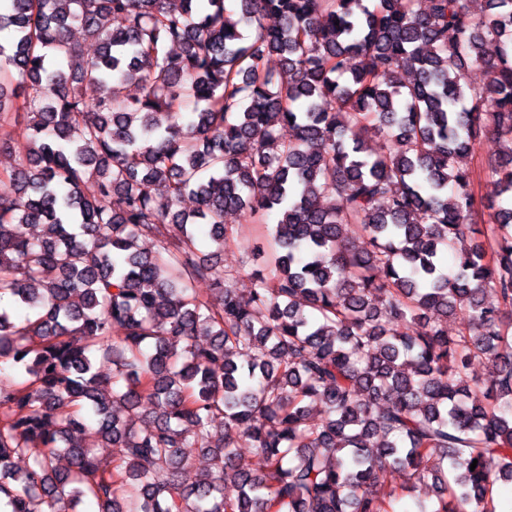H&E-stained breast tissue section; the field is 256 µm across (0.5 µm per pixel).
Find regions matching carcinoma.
<instances>
[{
	"label": "carcinoma",
	"mask_w": 512,
	"mask_h": 512,
	"mask_svg": "<svg viewBox=\"0 0 512 512\" xmlns=\"http://www.w3.org/2000/svg\"><path fill=\"white\" fill-rule=\"evenodd\" d=\"M7 2L0 152L17 133L25 149L0 194V361L26 379L0 385L4 512H388L378 484L395 470L432 480L429 512H497L494 486L512 483V0L478 17L469 0ZM115 79L140 97L87 101ZM486 133L504 150L483 227L469 158ZM227 210L277 215L265 266L254 247L217 269ZM477 358L487 385L468 375ZM186 448L213 457L190 485Z\"/></svg>",
	"instance_id": "obj_1"
}]
</instances>
